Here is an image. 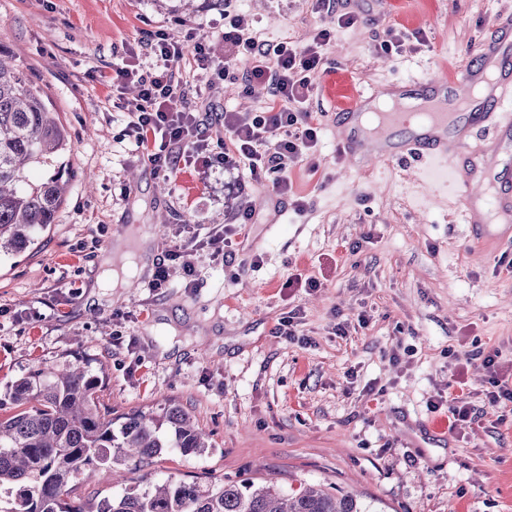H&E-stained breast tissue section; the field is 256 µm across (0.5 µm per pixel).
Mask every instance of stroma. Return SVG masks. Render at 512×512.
Listing matches in <instances>:
<instances>
[{
  "mask_svg": "<svg viewBox=\"0 0 512 512\" xmlns=\"http://www.w3.org/2000/svg\"><path fill=\"white\" fill-rule=\"evenodd\" d=\"M365 20L339 25L312 0H243L260 40L305 42L327 29L312 78L324 130L313 161L293 165L296 210L270 181L185 166L157 175L126 134L114 69L139 40L165 29L194 33L223 58V0H0V47L41 85L69 132L61 156L73 173L55 221L38 243L0 258V392L39 365L105 367L98 392L113 414L162 413L180 404L212 434L200 455L170 448L131 468L145 489L174 476L208 483H274L297 493L320 484L356 490L375 512H512V411L489 407L490 375L475 354L512 365V273L503 246L473 247L451 190L432 192L421 163L339 159L334 116L349 87L385 86L476 65L480 42L512 0H348ZM407 38L400 53L380 44ZM176 78L224 135V109L269 101L242 81L209 87L188 62ZM254 221L234 237L235 258L196 255L193 277L173 268L104 279L123 241L203 238L233 223L240 196ZM302 274L317 290L289 286ZM99 302H91L92 286ZM296 314L294 339L279 336ZM347 333H336L337 323ZM465 382L478 415L449 432L428 401Z\"/></svg>",
  "mask_w": 512,
  "mask_h": 512,
  "instance_id": "1",
  "label": "stroma"
}]
</instances>
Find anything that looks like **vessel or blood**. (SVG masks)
Masks as SVG:
<instances>
[{
	"label": "vessel or blood",
	"mask_w": 512,
	"mask_h": 512,
	"mask_svg": "<svg viewBox=\"0 0 512 512\" xmlns=\"http://www.w3.org/2000/svg\"><path fill=\"white\" fill-rule=\"evenodd\" d=\"M414 86L420 120L405 124V105L394 103L384 111L382 126L404 125L409 135L397 142L379 136L374 152L402 163H423L433 185L456 190L475 244L512 243V175L469 154L476 126L512 140V14L499 17L482 41L477 69H464L454 80H418ZM377 98L375 92L357 91L337 110L339 125L348 130L338 143L341 157L363 148L357 125Z\"/></svg>",
	"instance_id": "b4317fda"
}]
</instances>
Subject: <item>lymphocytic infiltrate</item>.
Instances as JSON below:
<instances>
[{
	"label": "lymphocytic infiltrate",
	"mask_w": 512,
	"mask_h": 512,
	"mask_svg": "<svg viewBox=\"0 0 512 512\" xmlns=\"http://www.w3.org/2000/svg\"><path fill=\"white\" fill-rule=\"evenodd\" d=\"M224 23L229 30L224 60H216L201 41L165 31L148 34L146 48L154 57L151 70L137 65L118 68L112 87L135 86L137 94L122 105L127 135L136 149L146 152L156 173H170L180 165H196L207 171H248L252 178L271 177L277 195L293 190L288 164L313 156L320 124L309 109V76L322 65L321 48L330 38L327 30L314 33L301 46L288 41L259 42L250 32L237 0H224ZM209 76L211 85L242 77L246 85L264 84L271 90L270 103L260 112L224 113L225 138H213L202 113L178 109L176 98L185 90L175 80V68L184 58ZM246 61L243 74H235L238 61Z\"/></svg>",
	"instance_id": "obj_1"
}]
</instances>
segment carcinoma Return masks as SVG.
I'll use <instances>...</instances> for the list:
<instances>
[{
  "instance_id": "1",
  "label": "carcinoma",
  "mask_w": 512,
  "mask_h": 512,
  "mask_svg": "<svg viewBox=\"0 0 512 512\" xmlns=\"http://www.w3.org/2000/svg\"><path fill=\"white\" fill-rule=\"evenodd\" d=\"M66 140L41 89L0 51V256L25 251L54 223L68 174L59 170L34 180L30 173L53 165ZM103 372V366H46L0 397L22 408L0 418V490L10 494L0 512H375L356 494L320 486L293 494L253 481L202 484L171 476L144 491L126 487L87 507L66 500L69 485L91 480L98 467L111 469L123 485L133 459L148 463L168 448L192 455L211 447L176 404L160 416L136 410L112 417L98 400Z\"/></svg>"
}]
</instances>
